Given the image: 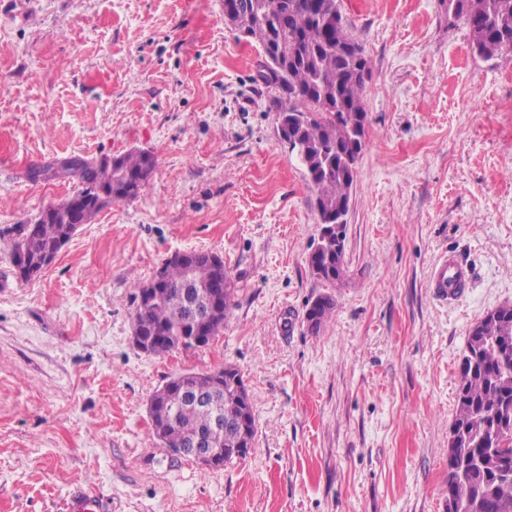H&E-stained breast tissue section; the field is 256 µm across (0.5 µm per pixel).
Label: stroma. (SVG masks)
Returning a JSON list of instances; mask_svg holds the SVG:
<instances>
[{
	"label": "stroma",
	"instance_id": "obj_1",
	"mask_svg": "<svg viewBox=\"0 0 512 512\" xmlns=\"http://www.w3.org/2000/svg\"><path fill=\"white\" fill-rule=\"evenodd\" d=\"M223 0H0V226L31 224L69 158L153 154L139 194L18 279L0 241V512H446L448 436L472 327L512 305V60L473 53L441 0H338L370 58L346 275L315 279L314 194L280 139L277 89ZM223 257V335L165 356L132 342L133 280L172 253ZM443 255L471 275L440 302ZM332 319L308 331L319 295ZM233 365L254 446L218 470L172 460L148 402ZM224 280L228 282L230 290L224 295L223 298L222 316L216 318L212 317L207 322V329L208 332L210 333V337L213 340L218 338L224 332V322L227 320L231 312V309L234 306L235 288H231L233 286V282L226 267H224Z\"/></svg>",
	"mask_w": 512,
	"mask_h": 512
}]
</instances>
